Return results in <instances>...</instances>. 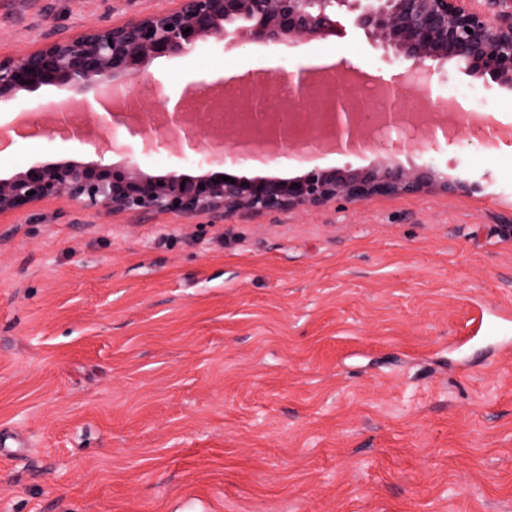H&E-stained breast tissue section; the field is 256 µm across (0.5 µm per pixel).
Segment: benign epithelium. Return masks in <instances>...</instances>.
Instances as JSON below:
<instances>
[{
    "label": "benign epithelium",
    "instance_id": "1",
    "mask_svg": "<svg viewBox=\"0 0 512 512\" xmlns=\"http://www.w3.org/2000/svg\"><path fill=\"white\" fill-rule=\"evenodd\" d=\"M164 10L143 11L111 25H92L75 33L54 32L18 58L0 56V101L43 86H55L79 98L89 110L107 86L122 85L159 57L193 54L209 40L229 35L243 44L279 43L287 38H328L343 34L346 19L373 41L393 50L405 70L431 81L442 64L464 66L473 76L512 88V0H173ZM190 29L184 34L182 30ZM472 32H467V29ZM308 86L298 84L296 108L284 111L258 89L246 102L249 128L260 138L277 137L288 146L300 138L330 135L355 139L366 125L387 129L393 123L418 124L396 106L391 90L388 112L364 113L347 87L324 113L308 111ZM213 103L196 102L194 120L176 106L157 123L153 113L140 116L152 133L165 127L180 131L190 149L199 152L200 130L220 137L223 128L207 121ZM381 160L367 169L312 168L283 179L275 176L234 177L169 172L153 175L142 169L127 148L116 168L99 162L64 159L33 165L0 177V216L25 212L38 204L66 198L85 210L106 215L134 213L142 217L172 214L183 219L209 215L217 220L270 212L325 207L337 200L362 203L377 196L465 192L468 181L432 164L407 169L391 158L392 149L378 143Z\"/></svg>",
    "mask_w": 512,
    "mask_h": 512
}]
</instances>
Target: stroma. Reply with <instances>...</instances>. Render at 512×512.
Wrapping results in <instances>:
<instances>
[{"mask_svg":"<svg viewBox=\"0 0 512 512\" xmlns=\"http://www.w3.org/2000/svg\"><path fill=\"white\" fill-rule=\"evenodd\" d=\"M168 0H0V55L56 29L106 25ZM397 77L404 64L347 27L302 45L203 43L126 86L135 111L171 92L307 55ZM467 130L391 132L396 160L474 183L211 222L101 216L64 199L0 219V512H512V92L444 64ZM45 86L0 102V126L51 111ZM83 137H16L0 177L93 161ZM152 174L199 155L144 152ZM105 163L123 155L108 153ZM376 152L301 153L238 176L366 168ZM197 498L187 502V490Z\"/></svg>","mask_w":512,"mask_h":512,"instance_id":"1","label":"stroma"}]
</instances>
